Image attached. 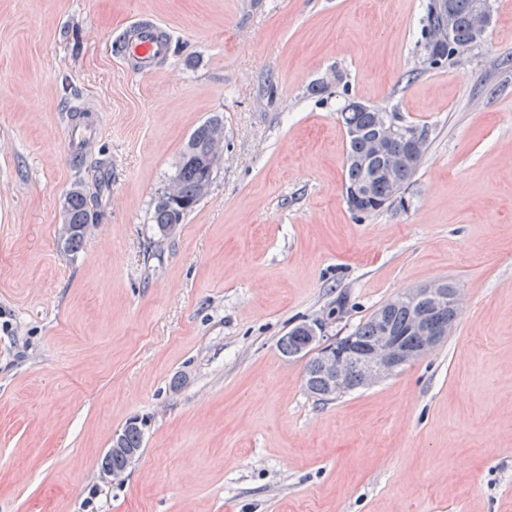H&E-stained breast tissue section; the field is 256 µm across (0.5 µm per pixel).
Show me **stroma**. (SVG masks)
<instances>
[{
  "label": "stroma",
  "instance_id": "1",
  "mask_svg": "<svg viewBox=\"0 0 512 512\" xmlns=\"http://www.w3.org/2000/svg\"><path fill=\"white\" fill-rule=\"evenodd\" d=\"M429 0H0V512H512V0L421 67ZM172 36L130 68L132 21ZM426 131L404 192L358 216L344 96ZM95 111L97 145L67 130ZM224 121L207 193L160 237L191 133ZM98 214L61 247L65 198ZM444 281L447 338L327 403L279 339L351 332ZM138 421L122 481L100 469ZM116 52L142 73L163 63L171 50L170 34L150 20L133 23L115 45Z\"/></svg>",
  "mask_w": 512,
  "mask_h": 512
}]
</instances>
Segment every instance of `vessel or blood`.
<instances>
[{
  "label": "vessel or blood",
  "instance_id": "1",
  "mask_svg": "<svg viewBox=\"0 0 512 512\" xmlns=\"http://www.w3.org/2000/svg\"><path fill=\"white\" fill-rule=\"evenodd\" d=\"M115 50L137 70L147 73L168 58L171 37L160 25L143 19L128 28L116 43ZM95 138L94 122L76 124L69 129L68 145L72 153L81 154L91 149Z\"/></svg>",
  "mask_w": 512,
  "mask_h": 512
}]
</instances>
